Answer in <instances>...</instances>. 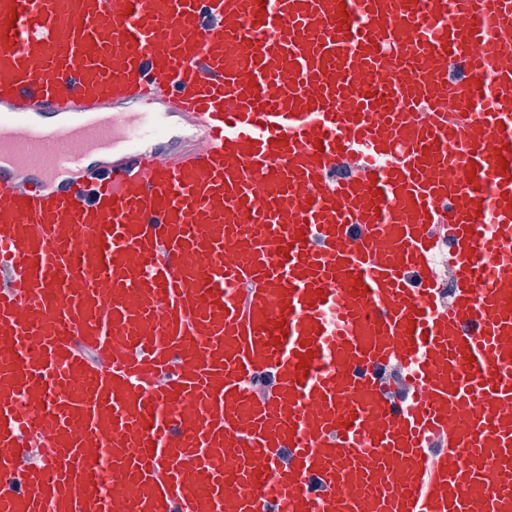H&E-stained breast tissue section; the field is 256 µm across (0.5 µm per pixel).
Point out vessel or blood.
I'll use <instances>...</instances> for the list:
<instances>
[{"instance_id": "1", "label": "vessel or blood", "mask_w": 512, "mask_h": 512, "mask_svg": "<svg viewBox=\"0 0 512 512\" xmlns=\"http://www.w3.org/2000/svg\"><path fill=\"white\" fill-rule=\"evenodd\" d=\"M0 512H512V0H0Z\"/></svg>"}]
</instances>
